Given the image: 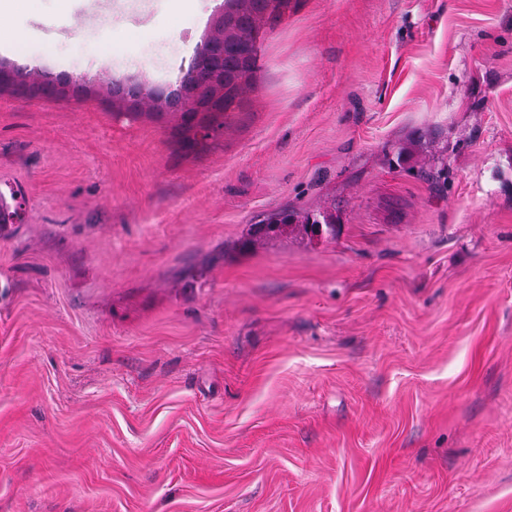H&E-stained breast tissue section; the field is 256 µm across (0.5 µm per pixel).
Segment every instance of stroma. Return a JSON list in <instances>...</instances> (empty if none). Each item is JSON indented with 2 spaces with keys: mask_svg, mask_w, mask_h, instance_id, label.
<instances>
[{
  "mask_svg": "<svg viewBox=\"0 0 512 512\" xmlns=\"http://www.w3.org/2000/svg\"><path fill=\"white\" fill-rule=\"evenodd\" d=\"M223 12L0 0V512H512V0H289L193 150L100 87ZM298 221V215L288 209L272 213L267 216L260 224L252 225V237L262 238L276 234L288 224H294Z\"/></svg>",
  "mask_w": 512,
  "mask_h": 512,
  "instance_id": "stroma-1",
  "label": "stroma"
}]
</instances>
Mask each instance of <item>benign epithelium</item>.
<instances>
[{
  "label": "benign epithelium",
  "mask_w": 512,
  "mask_h": 512,
  "mask_svg": "<svg viewBox=\"0 0 512 512\" xmlns=\"http://www.w3.org/2000/svg\"><path fill=\"white\" fill-rule=\"evenodd\" d=\"M224 19L216 23V31L205 46L198 51L190 69L183 77L179 89L163 96L153 90L146 92L136 84L109 80L106 86L111 95L133 104L153 106L162 101L172 112L192 113L193 123H198L202 113L216 114L224 111ZM24 201L21 196L9 204L0 201V220L7 224L22 221Z\"/></svg>",
  "instance_id": "1"
}]
</instances>
